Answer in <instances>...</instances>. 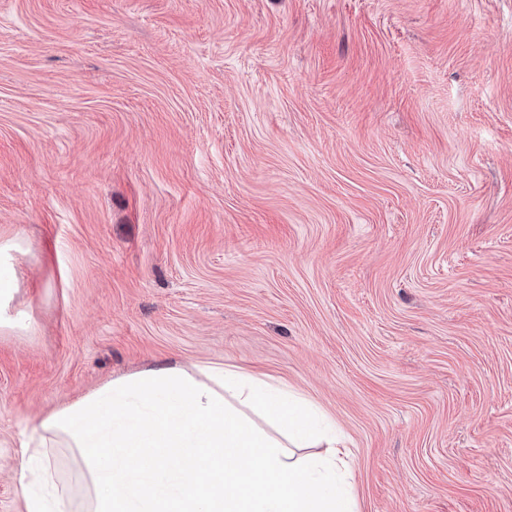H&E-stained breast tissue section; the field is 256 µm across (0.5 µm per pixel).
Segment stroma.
Returning a JSON list of instances; mask_svg holds the SVG:
<instances>
[{
	"label": "stroma",
	"mask_w": 512,
	"mask_h": 512,
	"mask_svg": "<svg viewBox=\"0 0 512 512\" xmlns=\"http://www.w3.org/2000/svg\"><path fill=\"white\" fill-rule=\"evenodd\" d=\"M0 512L31 420L234 365L357 512H512V0H0ZM23 249L15 241L0 243V329L12 328L10 319L6 316L7 308L13 297L15 288L14 264L17 254H23Z\"/></svg>",
	"instance_id": "obj_1"
}]
</instances>
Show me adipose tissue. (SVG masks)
Masks as SVG:
<instances>
[{
  "mask_svg": "<svg viewBox=\"0 0 512 512\" xmlns=\"http://www.w3.org/2000/svg\"><path fill=\"white\" fill-rule=\"evenodd\" d=\"M26 512H356L348 450L321 410L228 365L109 380L31 428ZM68 449L79 490L63 482Z\"/></svg>",
  "mask_w": 512,
  "mask_h": 512,
  "instance_id": "ef3b65f1",
  "label": "adipose tissue"
}]
</instances>
